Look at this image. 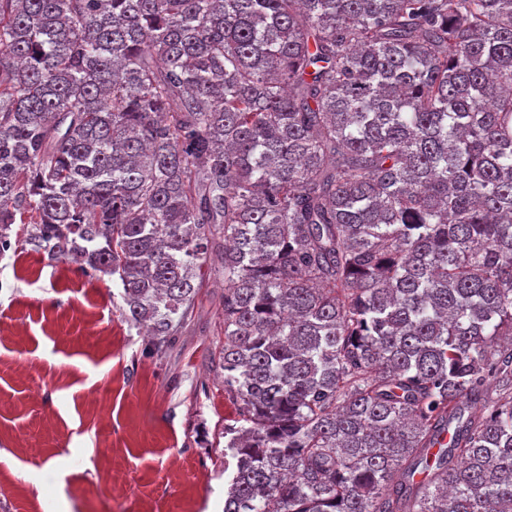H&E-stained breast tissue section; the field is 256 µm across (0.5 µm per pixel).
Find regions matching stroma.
Segmentation results:
<instances>
[{
	"label": "stroma",
	"instance_id": "stroma-1",
	"mask_svg": "<svg viewBox=\"0 0 512 512\" xmlns=\"http://www.w3.org/2000/svg\"><path fill=\"white\" fill-rule=\"evenodd\" d=\"M211 274L164 351L117 278L13 245L0 254V512H223L235 461Z\"/></svg>",
	"mask_w": 512,
	"mask_h": 512
}]
</instances>
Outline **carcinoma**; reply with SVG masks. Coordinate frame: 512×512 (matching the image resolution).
<instances>
[{"mask_svg":"<svg viewBox=\"0 0 512 512\" xmlns=\"http://www.w3.org/2000/svg\"><path fill=\"white\" fill-rule=\"evenodd\" d=\"M157 346L222 248L224 512H512V0H0V253Z\"/></svg>","mask_w":512,"mask_h":512,"instance_id":"carcinoma-1","label":"carcinoma"}]
</instances>
